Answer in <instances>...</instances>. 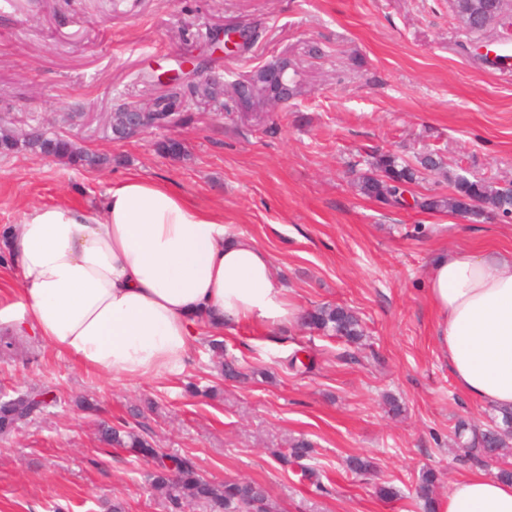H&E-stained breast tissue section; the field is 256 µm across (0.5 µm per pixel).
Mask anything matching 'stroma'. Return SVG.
Here are the masks:
<instances>
[{
	"label": "stroma",
	"mask_w": 512,
	"mask_h": 512,
	"mask_svg": "<svg viewBox=\"0 0 512 512\" xmlns=\"http://www.w3.org/2000/svg\"><path fill=\"white\" fill-rule=\"evenodd\" d=\"M227 24L258 37L215 52ZM487 43L512 44V9L475 36L452 0H0V126L40 125L111 159L87 170L0 156V226L30 204L96 206L130 173L164 180L265 248L303 309L347 306L365 330L352 343L299 324L238 325L223 334V357L242 381L219 375L201 331L183 373L137 382L86 371L27 332L26 347L0 358V398L36 387L49 404L0 436V512H107L115 501L172 512L147 462L99 442L101 421L142 425L215 482L262 485L279 512H423L415 487L426 469L438 473V500L462 473L512 470V447L489 463L455 438L458 420L483 427L492 412L456 388L425 291L434 252L512 250V218L388 208L355 187L385 151L442 158L412 185L418 196L448 194L458 174L512 182V81L489 68ZM283 55L302 93L273 111L198 105L190 124L107 137L105 112L154 93L147 71L209 57L232 81ZM166 140L182 143L180 157L157 153ZM301 441L310 457L286 462ZM351 456L372 470L350 471ZM381 485L397 497L380 498Z\"/></svg>",
	"instance_id": "35a3bbf8"
}]
</instances>
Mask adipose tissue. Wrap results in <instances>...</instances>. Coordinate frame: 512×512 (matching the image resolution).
Here are the masks:
<instances>
[{"instance_id":"1","label":"adipose tissue","mask_w":512,"mask_h":512,"mask_svg":"<svg viewBox=\"0 0 512 512\" xmlns=\"http://www.w3.org/2000/svg\"><path fill=\"white\" fill-rule=\"evenodd\" d=\"M20 299L0 324L33 328L85 368L130 382L183 372L197 327L300 320L271 254L223 215L168 184L132 174L99 206L30 205L0 230ZM427 294L457 389L512 409V251H440ZM437 512H512V482L459 476Z\"/></svg>"}]
</instances>
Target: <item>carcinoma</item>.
Here are the masks:
<instances>
[{"mask_svg": "<svg viewBox=\"0 0 512 512\" xmlns=\"http://www.w3.org/2000/svg\"><path fill=\"white\" fill-rule=\"evenodd\" d=\"M459 13H475L481 16L471 33L478 34L484 30L487 22L494 21L490 11L494 8L491 0H455ZM197 99L205 103L223 104L224 85L219 82L202 87L196 93ZM190 101L183 99L179 92L161 93L157 96V112L166 116L176 112L182 123L193 120L189 112ZM30 151L50 155L65 163L81 168L102 167L110 162L103 154L90 153L65 135L52 134L40 128L37 133L26 140L0 130V154L9 155L18 151ZM417 169L402 158L380 153L371 163L369 170L359 174L356 186L361 194L380 199L388 195L399 198L410 185L419 178L420 169L434 171L441 167V162L427 156L420 161ZM471 197L479 202L478 209L470 212V217L477 219L488 214H509L512 207V192L483 180H470L457 176L451 180V190L445 196H421L415 198L416 207L427 211H446L457 214L460 199ZM308 327L324 334L336 335L351 341L363 336L361 322L351 310L340 305H323L309 312L305 318ZM24 342V336L11 328L0 330V357L13 356L18 346ZM47 405L45 392L32 390L14 399L0 402V434H6L18 427L33 414ZM471 432L473 446L486 452L490 449L500 450L512 444V411L501 413L494 426L482 431L472 430L469 424L458 421L455 436L462 439L466 432ZM101 440L109 445L126 448L131 452L151 458L155 468L150 474L151 487L162 494L172 508L181 510L194 502H206L211 512H277V506L269 499L263 487L249 481H227L223 484L212 483L201 477L192 463L181 458L170 467L162 462V456L151 442L133 428L119 429L109 425L101 428ZM435 475L426 471L422 474L417 494L423 501L426 512H434L432 487Z\"/></svg>", "mask_w": 512, "mask_h": 512, "instance_id": "carcinoma-1", "label": "carcinoma"}]
</instances>
